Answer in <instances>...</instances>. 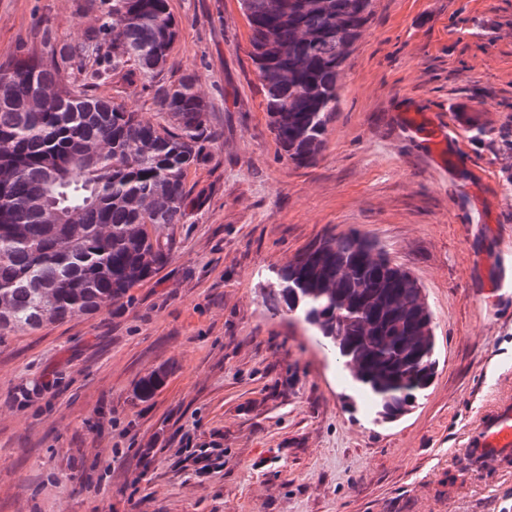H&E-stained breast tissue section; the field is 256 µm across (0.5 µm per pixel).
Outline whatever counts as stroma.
<instances>
[{
  "instance_id": "35a3bbf8",
  "label": "stroma",
  "mask_w": 512,
  "mask_h": 512,
  "mask_svg": "<svg viewBox=\"0 0 512 512\" xmlns=\"http://www.w3.org/2000/svg\"><path fill=\"white\" fill-rule=\"evenodd\" d=\"M168 3L164 70L92 91L156 123L155 88L196 76L213 133L185 179L199 203L164 229L166 264L111 306L0 337V512H512V466L464 453L512 396V289L488 287L512 264V0H372L301 166L272 131L239 0ZM98 15L96 0H0V62L53 63ZM458 114L436 164L421 130ZM331 229L376 239L433 316V382L393 423L267 298ZM203 451L217 467L199 475Z\"/></svg>"
}]
</instances>
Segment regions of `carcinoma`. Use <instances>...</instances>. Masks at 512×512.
<instances>
[{"label":"carcinoma","instance_id":"cac0c4a2","mask_svg":"<svg viewBox=\"0 0 512 512\" xmlns=\"http://www.w3.org/2000/svg\"><path fill=\"white\" fill-rule=\"evenodd\" d=\"M371 0H244L266 111L293 162L313 160L338 102V77L370 18ZM178 35L168 0H112V11L56 62L22 51L0 64V335L88 315L123 297L167 260L160 230L183 224L197 199L188 169L212 139L192 74L154 91L165 123L73 90L79 56L93 77L148 79ZM343 359L376 419L392 423L432 383V314L411 274L373 239L324 235L268 285ZM163 382L155 371L137 394Z\"/></svg>","mask_w":512,"mask_h":512}]
</instances>
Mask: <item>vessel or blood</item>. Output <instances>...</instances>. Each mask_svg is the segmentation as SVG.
<instances>
[{
	"label": "vessel or blood",
	"mask_w": 512,
	"mask_h": 512,
	"mask_svg": "<svg viewBox=\"0 0 512 512\" xmlns=\"http://www.w3.org/2000/svg\"><path fill=\"white\" fill-rule=\"evenodd\" d=\"M464 451L474 461L512 462V399H503L484 415Z\"/></svg>",
	"instance_id": "1"
}]
</instances>
